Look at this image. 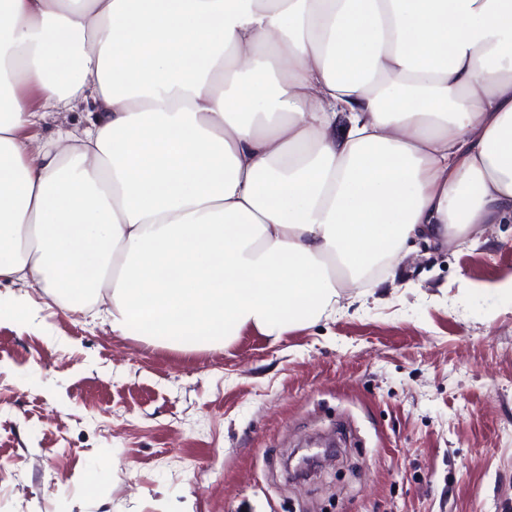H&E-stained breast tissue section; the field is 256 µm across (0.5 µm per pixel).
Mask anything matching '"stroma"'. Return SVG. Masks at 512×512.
<instances>
[{"instance_id":"35a3bbf8","label":"stroma","mask_w":512,"mask_h":512,"mask_svg":"<svg viewBox=\"0 0 512 512\" xmlns=\"http://www.w3.org/2000/svg\"><path fill=\"white\" fill-rule=\"evenodd\" d=\"M510 276L511 220L412 240L336 315L192 354L11 284L37 312L0 324V512H512ZM314 445L315 446H308V448H318L323 449V451L299 456L295 463L296 470L304 471L311 469L334 455V443H314Z\"/></svg>"}]
</instances>
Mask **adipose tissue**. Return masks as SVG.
Returning a JSON list of instances; mask_svg holds the SVG:
<instances>
[{
	"label": "adipose tissue",
	"mask_w": 512,
	"mask_h": 512,
	"mask_svg": "<svg viewBox=\"0 0 512 512\" xmlns=\"http://www.w3.org/2000/svg\"><path fill=\"white\" fill-rule=\"evenodd\" d=\"M510 216L512 0H0V286L191 353Z\"/></svg>",
	"instance_id": "1"
}]
</instances>
